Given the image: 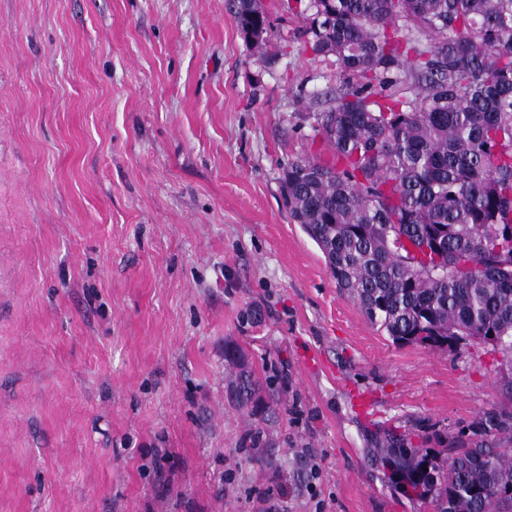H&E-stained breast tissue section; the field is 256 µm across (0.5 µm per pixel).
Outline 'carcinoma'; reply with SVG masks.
<instances>
[{
	"label": "carcinoma",
	"mask_w": 512,
	"mask_h": 512,
	"mask_svg": "<svg viewBox=\"0 0 512 512\" xmlns=\"http://www.w3.org/2000/svg\"><path fill=\"white\" fill-rule=\"evenodd\" d=\"M243 37L267 31L234 0ZM312 49L343 81L312 114L336 157L301 158L281 183L293 221L338 288L397 345L446 349L494 335L512 352V0H309ZM244 403L262 400L247 372ZM490 416L472 448L393 440L377 452L432 512H512L511 429Z\"/></svg>",
	"instance_id": "carcinoma-1"
}]
</instances>
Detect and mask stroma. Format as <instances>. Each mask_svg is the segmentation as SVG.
Here are the masks:
<instances>
[{
    "label": "stroma",
    "instance_id": "obj_1",
    "mask_svg": "<svg viewBox=\"0 0 512 512\" xmlns=\"http://www.w3.org/2000/svg\"><path fill=\"white\" fill-rule=\"evenodd\" d=\"M259 2L261 54L232 0H0V512H430L379 444L512 416V367L393 344L290 218L342 76ZM233 384L234 391L246 405L252 401L258 403L262 400L263 386L250 373H240Z\"/></svg>",
    "mask_w": 512,
    "mask_h": 512
}]
</instances>
